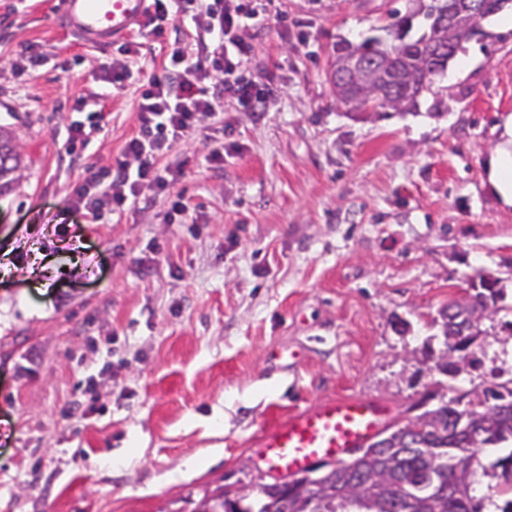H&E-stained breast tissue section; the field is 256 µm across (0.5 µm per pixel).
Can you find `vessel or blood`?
<instances>
[{
  "mask_svg": "<svg viewBox=\"0 0 512 512\" xmlns=\"http://www.w3.org/2000/svg\"><path fill=\"white\" fill-rule=\"evenodd\" d=\"M149 0H59L56 23L81 41L108 45L127 34L148 10ZM390 404L336 398L291 413L265 431L258 458L279 477L325 462H340L373 441L392 420Z\"/></svg>",
  "mask_w": 512,
  "mask_h": 512,
  "instance_id": "obj_1",
  "label": "vessel or blood"
}]
</instances>
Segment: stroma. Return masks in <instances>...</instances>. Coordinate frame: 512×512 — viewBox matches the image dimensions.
Wrapping results in <instances>:
<instances>
[{"label":"stroma","mask_w":512,"mask_h":512,"mask_svg":"<svg viewBox=\"0 0 512 512\" xmlns=\"http://www.w3.org/2000/svg\"><path fill=\"white\" fill-rule=\"evenodd\" d=\"M56 3L0 0V125L25 159L0 194V512H173L250 482L261 429L328 398L379 397L406 421L433 386L418 359L434 319L482 274L509 308L446 394L512 370V210L482 185L512 113L511 26L484 20L417 109L353 114L336 106L333 47L406 0H273L240 32L243 77L274 90L263 120L225 100L222 123L161 159L166 191L87 224L74 189L120 157L166 49L81 42ZM123 58L132 78L103 81ZM80 99L105 126L75 146Z\"/></svg>","instance_id":"1"}]
</instances>
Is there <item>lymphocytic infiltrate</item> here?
<instances>
[{
	"label": "lymphocytic infiltrate",
	"mask_w": 512,
	"mask_h": 512,
	"mask_svg": "<svg viewBox=\"0 0 512 512\" xmlns=\"http://www.w3.org/2000/svg\"><path fill=\"white\" fill-rule=\"evenodd\" d=\"M272 0H150L143 35L167 41L163 75H151L137 102L138 132L130 138L111 170L91 172L74 191L73 205L88 223L126 210L143 189L164 190L167 178L159 158L215 118L225 98L244 110L264 111L266 92L246 80L239 67L250 47L239 32L257 24ZM181 22L195 33L196 58H189L168 26Z\"/></svg>",
	"instance_id": "lymphocytic-infiltrate-1"
}]
</instances>
